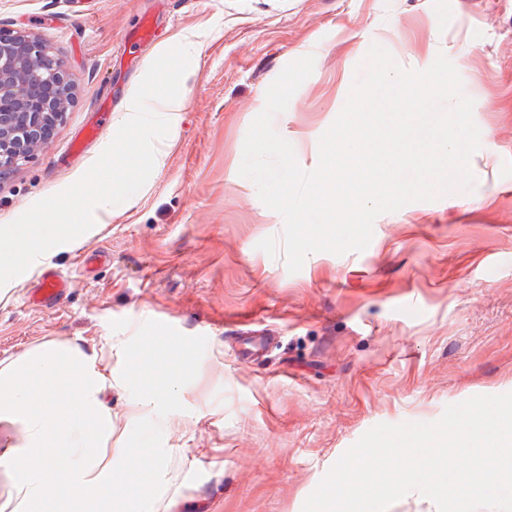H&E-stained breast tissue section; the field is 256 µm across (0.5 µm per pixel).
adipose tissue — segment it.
<instances>
[{
    "label": "adipose tissue",
    "mask_w": 512,
    "mask_h": 512,
    "mask_svg": "<svg viewBox=\"0 0 512 512\" xmlns=\"http://www.w3.org/2000/svg\"><path fill=\"white\" fill-rule=\"evenodd\" d=\"M189 373L183 356L151 338L120 342L117 365L107 372L71 342L0 361V426L20 434L15 446L0 450L11 483L0 512H167L176 494L161 475L172 451L155 442L178 413L154 410ZM115 382L133 389L138 431H114L102 396ZM61 456L67 466H58ZM115 484L125 496L111 495Z\"/></svg>",
    "instance_id": "1"
}]
</instances>
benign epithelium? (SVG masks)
<instances>
[{
	"label": "benign epithelium",
	"instance_id": "1",
	"mask_svg": "<svg viewBox=\"0 0 512 512\" xmlns=\"http://www.w3.org/2000/svg\"><path fill=\"white\" fill-rule=\"evenodd\" d=\"M74 101V84L49 43L0 31V177L49 142Z\"/></svg>",
	"mask_w": 512,
	"mask_h": 512
}]
</instances>
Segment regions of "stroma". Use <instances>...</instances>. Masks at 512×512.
<instances>
[{
  "mask_svg": "<svg viewBox=\"0 0 512 512\" xmlns=\"http://www.w3.org/2000/svg\"><path fill=\"white\" fill-rule=\"evenodd\" d=\"M0 28L47 39L75 85L54 137L0 179V225L79 181L149 65L193 43L161 165L50 259L66 295L27 305L25 273L0 300V361L69 340L106 372L113 343L166 326L196 368L160 440L176 451L173 512H302L374 426L512 393V0H0ZM375 42L407 70L453 64L480 130L473 188L381 214L365 250L289 272L283 217L239 174L247 132L282 70L313 55L273 119L310 161ZM96 112L106 133L82 139Z\"/></svg>",
  "mask_w": 512,
  "mask_h": 512,
  "instance_id": "stroma-1",
  "label": "stroma"
}]
</instances>
